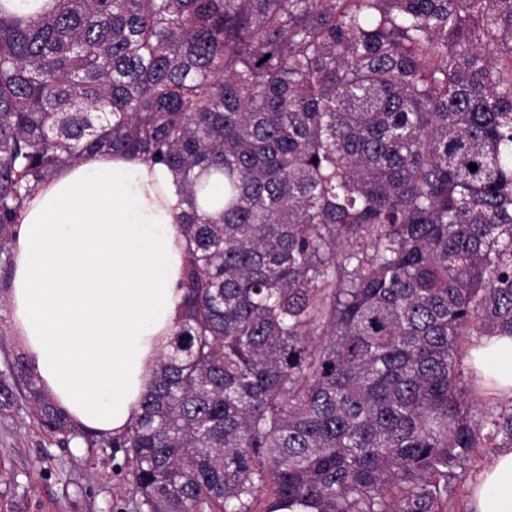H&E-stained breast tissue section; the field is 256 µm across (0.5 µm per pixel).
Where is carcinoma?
I'll return each mask as SVG.
<instances>
[{
    "mask_svg": "<svg viewBox=\"0 0 512 512\" xmlns=\"http://www.w3.org/2000/svg\"><path fill=\"white\" fill-rule=\"evenodd\" d=\"M114 153L184 191L171 349L108 439L17 366L50 429L123 449L131 512H451L512 448L460 355L512 336V0L0 6V252L31 191ZM8 9L29 17H37L53 5V0H2L0 2Z\"/></svg>",
    "mask_w": 512,
    "mask_h": 512,
    "instance_id": "1",
    "label": "carcinoma"
}]
</instances>
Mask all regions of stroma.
Returning a JSON list of instances; mask_svg holds the SVG:
<instances>
[{
  "label": "stroma",
  "mask_w": 512,
  "mask_h": 512,
  "mask_svg": "<svg viewBox=\"0 0 512 512\" xmlns=\"http://www.w3.org/2000/svg\"><path fill=\"white\" fill-rule=\"evenodd\" d=\"M22 354L0 304V512H129L123 452L42 426L16 385Z\"/></svg>",
  "instance_id": "obj_1"
}]
</instances>
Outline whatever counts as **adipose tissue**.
<instances>
[{"label": "adipose tissue", "instance_id": "ef3b65f1", "mask_svg": "<svg viewBox=\"0 0 512 512\" xmlns=\"http://www.w3.org/2000/svg\"><path fill=\"white\" fill-rule=\"evenodd\" d=\"M164 165L121 154L63 167L13 229L8 324L38 385L81 429L109 438L139 410L170 348L190 244ZM484 395L512 399V336L469 351ZM469 512H512V449L475 477Z\"/></svg>", "mask_w": 512, "mask_h": 512}]
</instances>
